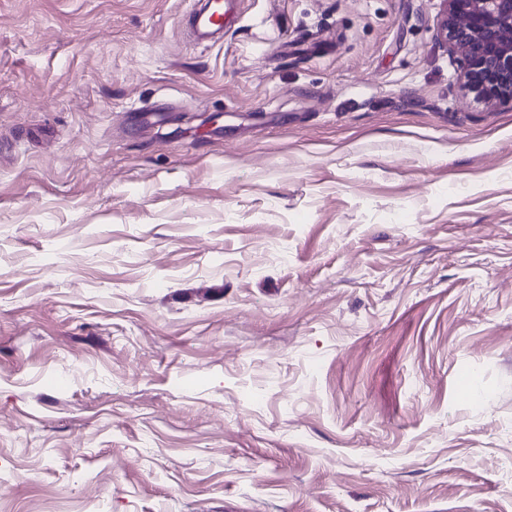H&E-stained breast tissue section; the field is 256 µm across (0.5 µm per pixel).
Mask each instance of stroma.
<instances>
[{
    "label": "stroma",
    "mask_w": 512,
    "mask_h": 512,
    "mask_svg": "<svg viewBox=\"0 0 512 512\" xmlns=\"http://www.w3.org/2000/svg\"><path fill=\"white\" fill-rule=\"evenodd\" d=\"M238 2L0 0V512H512V109ZM224 1L206 0L203 6L192 14V24L199 35H208L214 31H221L224 28Z\"/></svg>",
    "instance_id": "1"
}]
</instances>
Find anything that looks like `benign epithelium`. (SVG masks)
I'll return each instance as SVG.
<instances>
[{"label":"benign epithelium","instance_id":"benign-epithelium-1","mask_svg":"<svg viewBox=\"0 0 512 512\" xmlns=\"http://www.w3.org/2000/svg\"><path fill=\"white\" fill-rule=\"evenodd\" d=\"M439 41L461 61L479 101L512 107V0H442Z\"/></svg>","mask_w":512,"mask_h":512}]
</instances>
